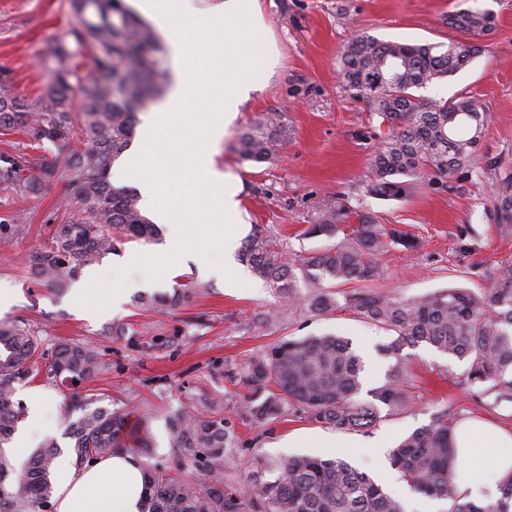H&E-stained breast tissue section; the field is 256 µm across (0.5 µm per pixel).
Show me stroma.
<instances>
[{"mask_svg":"<svg viewBox=\"0 0 512 512\" xmlns=\"http://www.w3.org/2000/svg\"><path fill=\"white\" fill-rule=\"evenodd\" d=\"M259 6L277 63L262 92L239 112L224 141L212 150L215 165L243 184L241 206L248 224L264 227L287 256L318 249L324 240L304 238L302 232L316 211L338 194L420 243L415 252L397 249L382 256L384 275L372 281L373 289L413 297L448 286L486 288L487 267L512 256V239L494 232L496 172L457 174L442 185L424 178L402 201L368 193V160L376 144L372 132L380 119L339 79L336 58L350 38L362 33L383 41L445 44L457 37L444 21L448 13L463 8L491 11L496 30L482 38V52L458 74L422 94L475 96L490 115L481 152L500 171L512 172V0H259ZM70 22L68 0H0V66L11 69L26 99L44 93L50 72L40 65L39 55L46 40L65 32ZM273 109L286 114L292 129L288 143L273 161L241 160L239 135ZM72 177L66 165H59L57 178L40 195L9 200L10 209L25 212L27 222L21 234L0 242V290L18 298L0 313V325L25 323L47 346L70 339L105 351L109 368L92 385L108 390L112 409L151 414L147 462L174 464L163 441L168 418L205 410L213 400L221 403L228 427L240 438L241 449L228 463L224 479L241 491L251 476L271 479L274 464L292 456L285 446L288 438L327 433V426L305 417L288 415L260 427L250 420L249 391L238 383L237 372L247 356L279 340L327 334L346 338L364 361L365 388L383 382L392 360L380 348L394 339V332L363 322L344 306L320 315L294 307L269 325L254 326L255 315L277 304L273 289L249 275L240 289L225 291L190 259L182 260L171 276L155 277L140 256L161 251L159 242L124 240L116 253L96 263L99 287L125 288L121 312L94 317L75 312L69 305L73 284L54 293L27 275L29 255L53 235L52 217L69 194ZM145 280L155 292L179 283L192 285L193 292L183 306L161 313L137 301ZM119 323L127 326L125 336L111 332ZM402 353L409 360V380L418 401L405 412L381 408L373 438L396 445L448 409L460 420L512 428L511 403L492 409L457 385L465 363L425 344L404 347Z\"/></svg>","mask_w":512,"mask_h":512,"instance_id":"1","label":"stroma"}]
</instances>
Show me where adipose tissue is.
<instances>
[{
	"label": "adipose tissue",
	"mask_w": 512,
	"mask_h": 512,
	"mask_svg": "<svg viewBox=\"0 0 512 512\" xmlns=\"http://www.w3.org/2000/svg\"><path fill=\"white\" fill-rule=\"evenodd\" d=\"M166 36L173 75L166 96L145 112L138 153L120 177L139 184L141 205L155 223L168 228L164 252L147 262L173 269L182 246L203 227H224V256L232 258L244 222L239 178L218 169L210 147L218 145L251 96L264 87L269 65L268 36L259 0H137ZM182 201L167 199L169 184ZM452 445L459 465L454 481L476 500L496 499V484L512 472V430L464 421ZM55 512H141L143 467L138 458L117 453L88 467L69 455L56 460Z\"/></svg>",
	"instance_id": "obj_1"
}]
</instances>
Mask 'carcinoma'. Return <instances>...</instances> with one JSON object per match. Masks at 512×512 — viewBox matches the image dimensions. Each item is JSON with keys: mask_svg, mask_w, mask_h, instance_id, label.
<instances>
[{"mask_svg": "<svg viewBox=\"0 0 512 512\" xmlns=\"http://www.w3.org/2000/svg\"><path fill=\"white\" fill-rule=\"evenodd\" d=\"M74 22L47 43L52 61L46 92L30 102L16 92L10 72L0 67V130L22 132L26 141L0 153V192L35 197L56 177L57 160L75 171L71 193L60 207L50 245L29 255V274L58 287L116 249L121 235L151 242L156 225L142 213L137 190L112 185L114 162L128 149L137 114L159 94L167 72L159 68V38L137 19L123 0H69ZM445 24L462 38L447 46L382 41L371 35L351 38L336 66L342 81L388 127L369 159V192L393 200L406 198L428 175L444 179L474 171L483 161L480 142L488 111L469 96L421 97L415 91L437 85L465 68L481 52L478 39L495 29L487 10L460 9ZM83 99L80 121L72 95ZM286 115L262 114L239 138V155L256 163L272 159L288 142ZM496 230L512 237V173L494 186ZM23 217L0 214V241L19 234ZM302 235L333 241L329 247L286 259L261 229L245 241L241 261L282 300L324 313L338 307L337 295L360 318L396 333L387 348L394 358L384 382L359 399L363 364L352 343L338 336L282 340L250 355L238 381L251 390L250 418L257 425L299 413L343 432L367 434L380 421L378 405L406 410L415 396L405 380L403 346L426 344L467 364L457 384L478 388L492 406L512 403V258L486 270L488 287H448L403 298L385 292L344 294L351 282L383 275L379 257L398 248L415 251L419 242L378 222L369 212L336 198L318 212ZM190 286L140 298L159 312L188 298ZM0 512H45L53 507L54 466L60 453L50 437L15 474L4 451L26 407L16 401L15 384L50 380L61 386L92 379L105 366L90 342L60 341L45 348L21 325L0 328ZM111 399L97 389L74 400L77 418L68 422V450L79 466L127 448L131 436L147 448L148 416L131 419L102 405ZM456 418L434 416L390 449L387 460L412 491L448 500V512H512V474L499 487L495 503L465 499L453 481L458 465L451 440ZM176 467L145 466L142 512H405L367 473L338 453L331 457L294 456L280 460L270 480L255 479L240 492L224 483V466L240 450L239 437L224 426L218 403L207 414L185 411L168 421Z\"/></svg>", "mask_w": 512, "mask_h": 512, "instance_id": "obj_1", "label": "carcinoma"}]
</instances>
